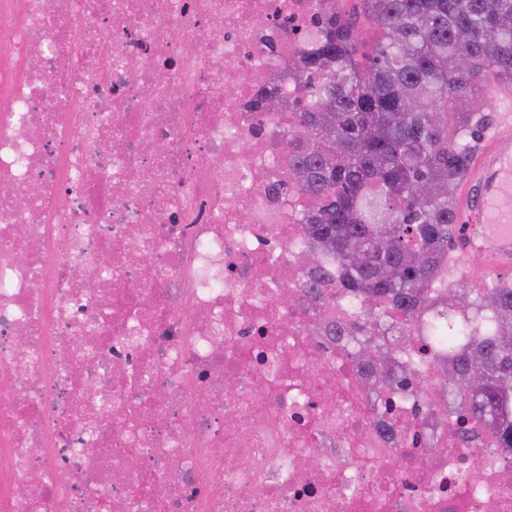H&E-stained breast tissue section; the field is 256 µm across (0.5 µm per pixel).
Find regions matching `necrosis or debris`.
<instances>
[{"mask_svg": "<svg viewBox=\"0 0 512 512\" xmlns=\"http://www.w3.org/2000/svg\"><path fill=\"white\" fill-rule=\"evenodd\" d=\"M338 5L0 0V512H512V448L421 412L440 289L386 396L325 332L363 299L307 295L285 137Z\"/></svg>", "mask_w": 512, "mask_h": 512, "instance_id": "necrosis-or-debris-1", "label": "necrosis or debris"}]
</instances>
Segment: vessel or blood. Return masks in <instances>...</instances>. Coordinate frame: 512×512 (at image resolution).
Listing matches in <instances>:
<instances>
[{
	"label": "vessel or blood",
	"instance_id": "b4317fda",
	"mask_svg": "<svg viewBox=\"0 0 512 512\" xmlns=\"http://www.w3.org/2000/svg\"><path fill=\"white\" fill-rule=\"evenodd\" d=\"M512 183V120L503 119L483 154L474 165L465 186L463 207L478 217L497 238L491 253L503 268L512 267V212L501 206L505 187Z\"/></svg>",
	"mask_w": 512,
	"mask_h": 512
}]
</instances>
